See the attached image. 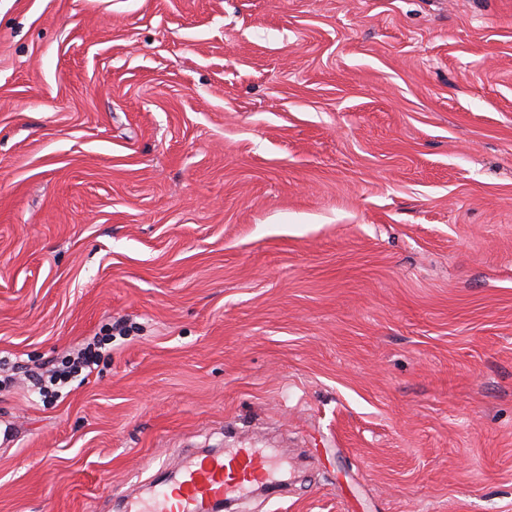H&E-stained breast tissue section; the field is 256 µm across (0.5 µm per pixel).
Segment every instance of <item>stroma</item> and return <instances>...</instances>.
I'll list each match as a JSON object with an SVG mask.
<instances>
[{
	"label": "stroma",
	"mask_w": 512,
	"mask_h": 512,
	"mask_svg": "<svg viewBox=\"0 0 512 512\" xmlns=\"http://www.w3.org/2000/svg\"><path fill=\"white\" fill-rule=\"evenodd\" d=\"M0 374V512H512V0H0ZM269 455L252 448L207 454L187 465L181 480L161 489L142 512H213L275 469Z\"/></svg>",
	"instance_id": "obj_1"
}]
</instances>
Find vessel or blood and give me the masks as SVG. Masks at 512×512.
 <instances>
[{
  "label": "vessel or blood",
  "mask_w": 512,
  "mask_h": 512,
  "mask_svg": "<svg viewBox=\"0 0 512 512\" xmlns=\"http://www.w3.org/2000/svg\"><path fill=\"white\" fill-rule=\"evenodd\" d=\"M274 468L271 456L250 448L205 455L187 465L175 485L161 489L144 512H215L225 499L240 494Z\"/></svg>",
  "instance_id": "vessel-or-blood-1"
}]
</instances>
